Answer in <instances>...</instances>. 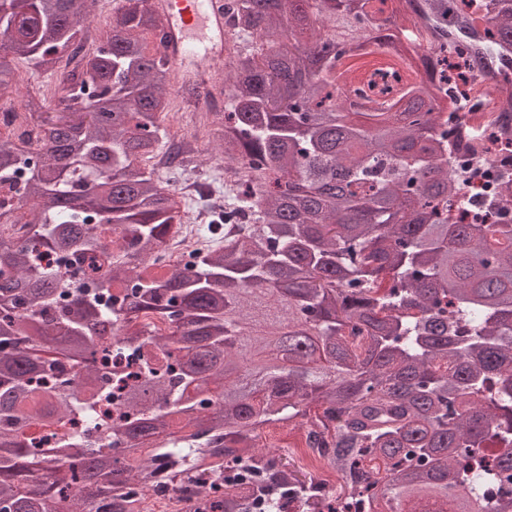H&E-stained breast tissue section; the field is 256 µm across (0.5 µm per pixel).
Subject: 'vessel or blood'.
Returning <instances> with one entry per match:
<instances>
[{
  "label": "vessel or blood",
  "mask_w": 512,
  "mask_h": 512,
  "mask_svg": "<svg viewBox=\"0 0 512 512\" xmlns=\"http://www.w3.org/2000/svg\"><path fill=\"white\" fill-rule=\"evenodd\" d=\"M163 17L167 44L163 54L180 84H204L201 60L231 53L222 0H149Z\"/></svg>",
  "instance_id": "b4317fda"
}]
</instances>
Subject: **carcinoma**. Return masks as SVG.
Masks as SVG:
<instances>
[{"label": "carcinoma", "mask_w": 512, "mask_h": 512, "mask_svg": "<svg viewBox=\"0 0 512 512\" xmlns=\"http://www.w3.org/2000/svg\"><path fill=\"white\" fill-rule=\"evenodd\" d=\"M13 62L56 73L53 98L24 101L30 132L0 136V512H127L154 486L195 481L206 512H341L315 478L257 446L264 429H304L330 449L340 495L366 512H512V223L451 224L468 181L450 165L454 114L381 28L429 24L454 51L512 57V0H487L484 28L448 0H233L239 47L224 111L208 113L241 179L209 224L224 245L172 266L151 257L183 223L172 185L194 162L164 127L173 76L148 41L163 28L148 0H122L95 49L85 0H5ZM384 56L355 86L336 29ZM373 109L352 120L345 94ZM433 172L436 179L426 180ZM249 213L235 237L221 226ZM123 243L110 249V227ZM43 246L107 256L99 294L35 263ZM150 311L165 334L123 342L165 366L125 392L112 424L122 461L58 434L91 412L112 369L96 342ZM257 380L238 379L242 361ZM39 426L41 435L30 429ZM142 448L155 454L144 458ZM220 455L245 473L192 479Z\"/></svg>", "instance_id": "cac0c4a2"}]
</instances>
